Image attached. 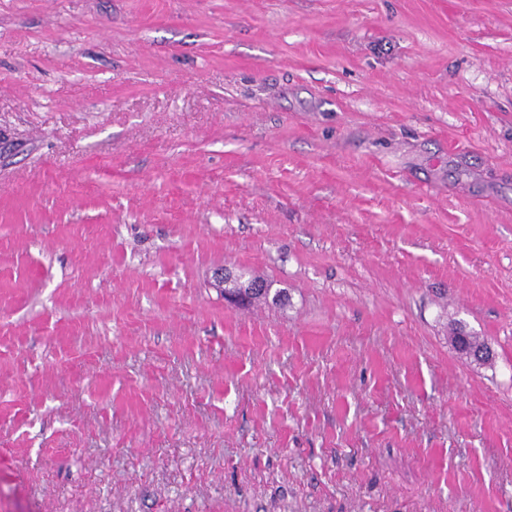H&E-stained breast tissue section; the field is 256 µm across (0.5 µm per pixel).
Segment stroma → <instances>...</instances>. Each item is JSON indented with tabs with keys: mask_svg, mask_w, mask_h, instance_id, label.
I'll use <instances>...</instances> for the list:
<instances>
[{
	"mask_svg": "<svg viewBox=\"0 0 512 512\" xmlns=\"http://www.w3.org/2000/svg\"><path fill=\"white\" fill-rule=\"evenodd\" d=\"M0 512H512V0H0ZM244 274L246 275L247 279L251 282L257 283L259 290H265V291H253V294L250 296V299H248L242 295L234 294V293H228V291H225L224 288H227L226 286H229V284L233 280L242 281L244 277L241 278V273L237 274L234 271H231L227 268H220L217 269L214 273V288H220L221 290H224V301L228 302L233 305H244L248 303L247 305H262L267 304L269 302V294L270 290L272 288V283L265 279L264 277L257 275L256 273L244 271Z\"/></svg>",
	"mask_w": 512,
	"mask_h": 512,
	"instance_id": "stroma-1",
	"label": "stroma"
}]
</instances>
